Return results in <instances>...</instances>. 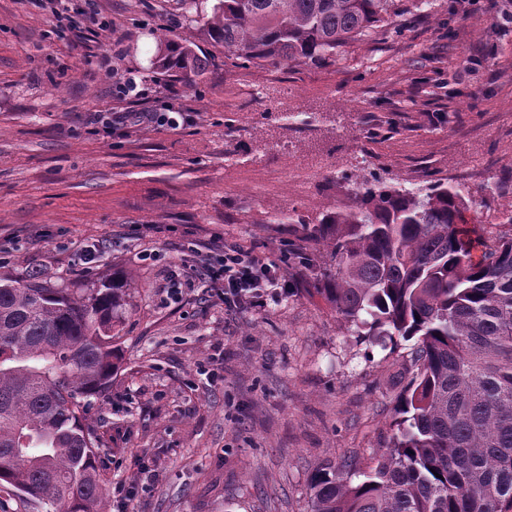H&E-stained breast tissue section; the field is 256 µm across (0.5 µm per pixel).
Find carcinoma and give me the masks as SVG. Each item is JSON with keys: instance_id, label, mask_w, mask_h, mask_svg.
<instances>
[{"instance_id": "obj_1", "label": "carcinoma", "mask_w": 512, "mask_h": 512, "mask_svg": "<svg viewBox=\"0 0 512 512\" xmlns=\"http://www.w3.org/2000/svg\"><path fill=\"white\" fill-rule=\"evenodd\" d=\"M180 2L242 64L329 63L397 13L396 0ZM152 66L192 85L209 60L169 39ZM345 179L351 204L312 231L335 262L322 292L363 335L416 345L387 451L366 470H316L312 512H512V232L496 231L512 202L478 234L487 204L462 184ZM125 297L107 276L0 277V485L44 512H108L89 409L120 368Z\"/></svg>"}]
</instances>
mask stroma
<instances>
[{
    "label": "stroma",
    "instance_id": "stroma-1",
    "mask_svg": "<svg viewBox=\"0 0 512 512\" xmlns=\"http://www.w3.org/2000/svg\"><path fill=\"white\" fill-rule=\"evenodd\" d=\"M96 8L110 27L94 36L0 0V277L128 286L121 368L91 409L110 512H310L312 473L385 452L413 348L337 320L311 231L360 169L408 187L463 178L487 214L505 205L485 186L512 176V0H402L335 62L289 68L225 59L179 0ZM167 35L211 57L195 85L153 73ZM128 77L141 96L116 100ZM160 90L189 125L103 137L110 111ZM219 234L279 263L287 293L236 312L201 282L168 294Z\"/></svg>",
    "mask_w": 512,
    "mask_h": 512
}]
</instances>
